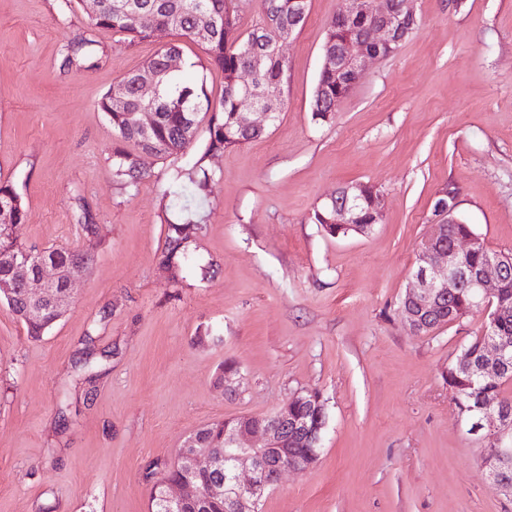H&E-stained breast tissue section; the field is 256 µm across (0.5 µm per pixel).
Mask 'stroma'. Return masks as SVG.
<instances>
[{
	"instance_id": "stroma-1",
	"label": "stroma",
	"mask_w": 512,
	"mask_h": 512,
	"mask_svg": "<svg viewBox=\"0 0 512 512\" xmlns=\"http://www.w3.org/2000/svg\"><path fill=\"white\" fill-rule=\"evenodd\" d=\"M341 7L309 0L283 42L285 107L261 139L208 157L199 126L187 155L141 154L149 177L126 189L99 99L170 42L212 97L222 74L173 31L131 45L91 27L90 0H0V180L25 203L18 239L94 259L41 339L0 302V512H151L191 433L307 391L327 414L318 460L282 473L259 512H512L443 379L484 316L419 335L400 311L441 191L489 250L512 251V0H417L416 31L321 122ZM83 39L85 65H67ZM201 156L202 229L175 280L158 256L181 214L163 192ZM355 183L383 193L382 222L327 236L314 211Z\"/></svg>"
}]
</instances>
